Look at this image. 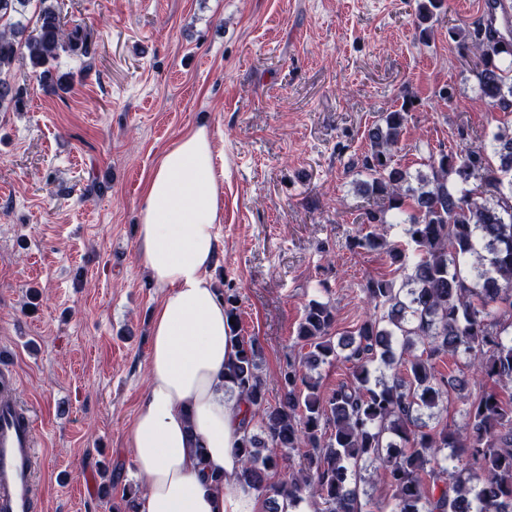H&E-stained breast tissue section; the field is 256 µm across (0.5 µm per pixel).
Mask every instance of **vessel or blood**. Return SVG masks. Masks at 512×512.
Returning <instances> with one entry per match:
<instances>
[{
    "label": "vessel or blood",
    "mask_w": 512,
    "mask_h": 512,
    "mask_svg": "<svg viewBox=\"0 0 512 512\" xmlns=\"http://www.w3.org/2000/svg\"><path fill=\"white\" fill-rule=\"evenodd\" d=\"M36 415L0 396V512H34Z\"/></svg>",
    "instance_id": "1"
}]
</instances>
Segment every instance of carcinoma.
Listing matches in <instances>:
<instances>
[{
	"instance_id": "cac0c4a2",
	"label": "carcinoma",
	"mask_w": 512,
	"mask_h": 512,
	"mask_svg": "<svg viewBox=\"0 0 512 512\" xmlns=\"http://www.w3.org/2000/svg\"><path fill=\"white\" fill-rule=\"evenodd\" d=\"M36 2L35 34L19 16ZM440 0H418L419 37L426 41ZM512 0H485L468 29H448L462 57L476 59L480 96L512 108ZM86 29L66 28L55 0H0V112H16L24 90L1 78L26 60L43 90L56 92L52 69L61 55L90 57ZM403 107L381 115L368 133L360 172L365 191L382 200L364 213L371 230L352 250L381 251L401 281L370 278L368 311L354 329L335 336L328 302L310 300L296 329L307 352L280 372V396L269 399L260 372L261 347L238 334L235 291H224L235 357L224 387L247 405L234 448L238 480L265 497L268 512H384L361 500L362 473L393 488L389 512H512V393L480 390L447 376L436 360L450 355L480 377L512 388V130L488 142L430 156L429 173L413 177L394 160L408 122ZM417 185H412V181ZM403 225L405 242L387 240L389 220ZM343 360L352 379L328 394L315 372ZM463 402V425L428 424L449 392ZM298 471L272 481L292 454Z\"/></svg>"
}]
</instances>
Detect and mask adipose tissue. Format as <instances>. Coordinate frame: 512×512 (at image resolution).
<instances>
[{
    "mask_svg": "<svg viewBox=\"0 0 512 512\" xmlns=\"http://www.w3.org/2000/svg\"><path fill=\"white\" fill-rule=\"evenodd\" d=\"M221 214L211 139L197 127L160 157L141 210L139 256L164 296L147 391L126 434L144 482L139 512H262L237 482L243 408L224 389L235 344L210 274ZM205 471L223 474V485L206 484Z\"/></svg>",
    "mask_w": 512,
    "mask_h": 512,
    "instance_id": "adipose-tissue-1",
    "label": "adipose tissue"
}]
</instances>
